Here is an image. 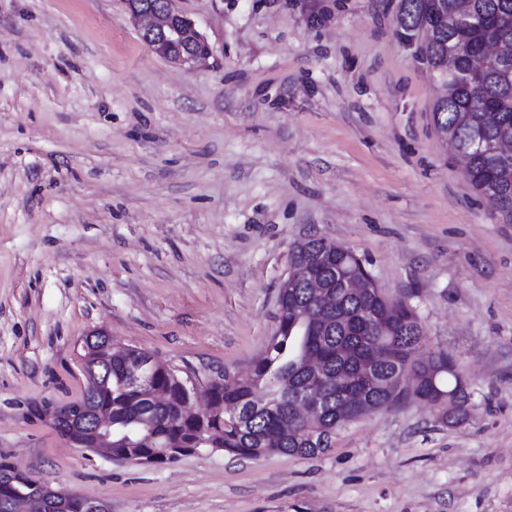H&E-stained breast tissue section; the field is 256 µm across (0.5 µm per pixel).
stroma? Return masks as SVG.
Segmentation results:
<instances>
[{
  "label": "stroma",
  "instance_id": "obj_1",
  "mask_svg": "<svg viewBox=\"0 0 512 512\" xmlns=\"http://www.w3.org/2000/svg\"><path fill=\"white\" fill-rule=\"evenodd\" d=\"M400 3L175 0L214 50L186 69L122 0H0V462L111 512H512V224L434 130ZM314 233L409 298L465 421L411 399L316 458L157 466L37 416L82 395L95 332L203 384L245 372Z\"/></svg>",
  "mask_w": 512,
  "mask_h": 512
}]
</instances>
